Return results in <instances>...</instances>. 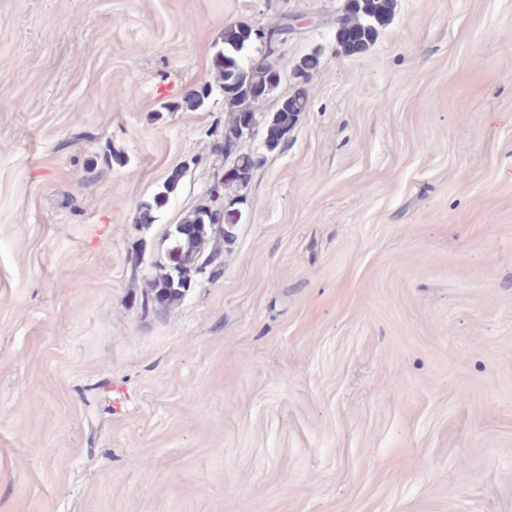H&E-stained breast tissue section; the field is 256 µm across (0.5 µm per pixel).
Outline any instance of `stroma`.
Wrapping results in <instances>:
<instances>
[{"mask_svg":"<svg viewBox=\"0 0 512 512\" xmlns=\"http://www.w3.org/2000/svg\"><path fill=\"white\" fill-rule=\"evenodd\" d=\"M395 3L347 55L346 0H0V512H512V0ZM287 17L262 109L308 107L143 312L225 166L224 28ZM181 170L178 169L173 171L168 177L165 185L164 191L156 194L151 202L144 203L139 210V214L137 217V223L140 224H151L156 220V212L162 209L168 201L169 195L173 193L181 181Z\"/></svg>","mask_w":512,"mask_h":512,"instance_id":"1","label":"stroma"}]
</instances>
